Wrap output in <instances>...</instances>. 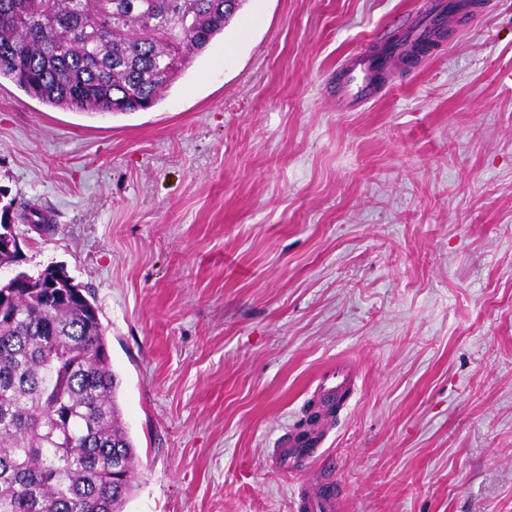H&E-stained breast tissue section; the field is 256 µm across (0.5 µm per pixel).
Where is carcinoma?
<instances>
[{"instance_id":"1","label":"carcinoma","mask_w":512,"mask_h":512,"mask_svg":"<svg viewBox=\"0 0 512 512\" xmlns=\"http://www.w3.org/2000/svg\"><path fill=\"white\" fill-rule=\"evenodd\" d=\"M230 0H0V80L72 112H138L224 31ZM183 46L181 67L169 52ZM79 283L0 284V512H123L136 450Z\"/></svg>"}]
</instances>
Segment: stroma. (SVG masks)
<instances>
[{"label":"stroma","mask_w":512,"mask_h":512,"mask_svg":"<svg viewBox=\"0 0 512 512\" xmlns=\"http://www.w3.org/2000/svg\"><path fill=\"white\" fill-rule=\"evenodd\" d=\"M448 3L246 0L145 111L0 80L21 267L90 288L119 379L124 512H512V0ZM427 10L444 38L341 104ZM366 54L347 65L343 73L344 98L349 103H367L378 87L375 76L378 71V59ZM352 381L348 366L338 363L334 369L323 375L319 385L325 395L332 399L347 390L352 385Z\"/></svg>","instance_id":"stroma-1"}]
</instances>
